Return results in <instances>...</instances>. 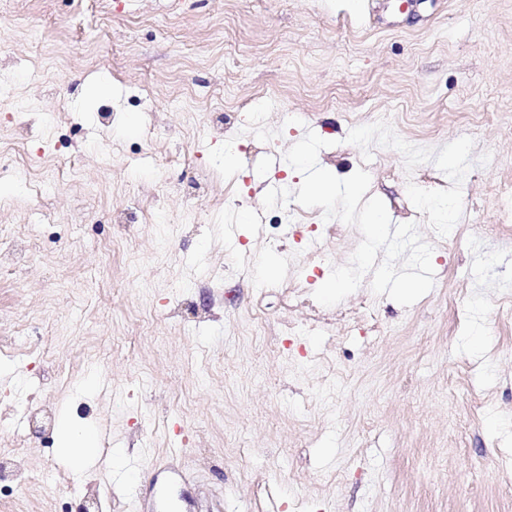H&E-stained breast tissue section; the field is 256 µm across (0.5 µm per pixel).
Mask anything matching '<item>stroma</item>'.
I'll list each match as a JSON object with an SVG mask.
<instances>
[{"label": "stroma", "mask_w": 512, "mask_h": 512, "mask_svg": "<svg viewBox=\"0 0 512 512\" xmlns=\"http://www.w3.org/2000/svg\"><path fill=\"white\" fill-rule=\"evenodd\" d=\"M1 79L0 226L36 229L42 262L0 287V326L27 328L0 410L37 389L97 435L76 474L55 430L0 434L20 512H512V0H0ZM381 119L473 138L448 236L407 196L449 188L433 163L347 143ZM309 130L432 246L412 306L366 280L314 300L361 235L263 207L301 183L283 155ZM290 212L313 236L271 243Z\"/></svg>", "instance_id": "35a3bbf8"}]
</instances>
